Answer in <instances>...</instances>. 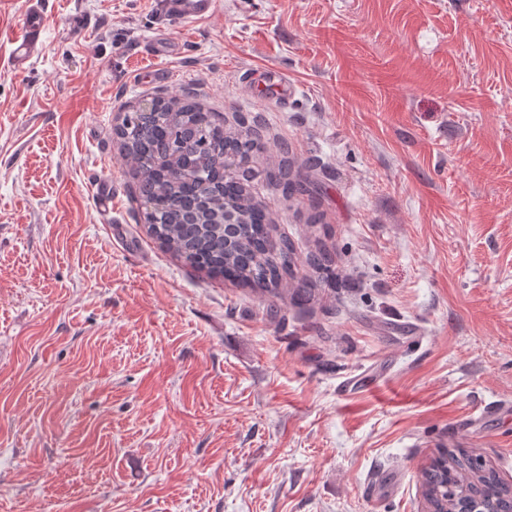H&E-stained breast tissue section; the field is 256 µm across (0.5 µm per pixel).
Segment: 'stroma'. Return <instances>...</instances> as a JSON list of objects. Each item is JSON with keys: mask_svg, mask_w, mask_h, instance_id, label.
I'll return each mask as SVG.
<instances>
[{"mask_svg": "<svg viewBox=\"0 0 512 512\" xmlns=\"http://www.w3.org/2000/svg\"><path fill=\"white\" fill-rule=\"evenodd\" d=\"M41 2L18 71L27 0H0V512H424L441 448L512 482V416L482 413L512 401V0ZM263 66L288 105L248 96ZM156 95L312 165L307 195L254 191L332 249L313 313L147 234L112 129ZM32 3L34 8L27 15L25 31L15 41L12 49V62L15 69H23L31 60L41 44L44 33L42 11L37 7L39 1H33ZM165 11L180 20H201L215 14L218 0H162Z\"/></svg>", "mask_w": 512, "mask_h": 512, "instance_id": "obj_1", "label": "stroma"}]
</instances>
